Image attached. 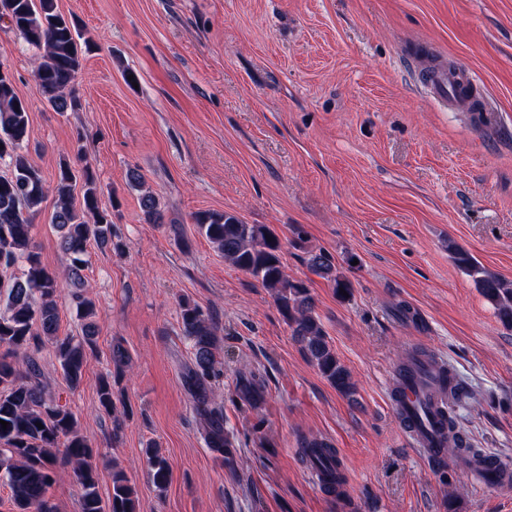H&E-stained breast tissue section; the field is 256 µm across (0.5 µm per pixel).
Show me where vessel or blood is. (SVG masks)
<instances>
[{"label":"vessel or blood","mask_w":512,"mask_h":512,"mask_svg":"<svg viewBox=\"0 0 512 512\" xmlns=\"http://www.w3.org/2000/svg\"><path fill=\"white\" fill-rule=\"evenodd\" d=\"M421 86L443 110L477 116L490 109L471 71L463 64L435 63L425 71ZM452 372L450 364L430 356L409 372L395 376L400 397L393 407L402 427L411 445L437 463L454 445L442 415V386ZM461 467L474 485L496 490L505 497L512 495V467L488 456L462 461Z\"/></svg>","instance_id":"1"}]
</instances>
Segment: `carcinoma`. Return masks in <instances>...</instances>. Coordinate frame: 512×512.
<instances>
[{"label":"carcinoma","mask_w":512,"mask_h":512,"mask_svg":"<svg viewBox=\"0 0 512 512\" xmlns=\"http://www.w3.org/2000/svg\"><path fill=\"white\" fill-rule=\"evenodd\" d=\"M25 43L37 49L34 83L42 101L56 112H72L80 107L75 82L82 69L87 43L82 41L75 19L58 9L57 0H0V21ZM29 106L15 88L12 73L0 71V162L8 161L11 173L0 176V270L18 263L25 269L8 282L0 280V478L11 492L15 512H54L46 493L56 477L57 450L64 449L67 462L83 488L80 512H137L138 492L125 471L112 467V497L103 501L97 492V468L91 463L93 448L77 434L70 409L46 398L41 372L34 354L44 339L52 341L61 370L72 388L82 381L88 353L95 348L96 307L81 293L86 287L87 245L120 252L123 244L112 241V211L100 206L97 177L88 161L78 170L67 161L59 164L57 200L52 224L59 233L60 247L69 256L61 274L43 265L33 245V220L46 196L41 171L22 152L28 138ZM82 181L81 205L74 204L72 187ZM129 184L139 189V206L148 224H164L158 196L145 187L139 169L128 172ZM199 233L224 255V261L252 276L270 294L290 329L291 336L339 394L350 397L356 384L350 370L329 343L308 281L288 275L281 258V242L267 224H246L230 212L202 211L193 216ZM290 244L303 251L308 270L326 280L340 299L352 294L348 276L324 251L306 246L304 231L293 229ZM452 261L475 282L490 301L501 323L512 327V284L482 266L464 249L448 244ZM74 288L72 299L83 322V341L58 336L59 312L56 298L64 286ZM184 335L193 348V366L187 385L196 414L205 423L204 439L212 451L224 455L235 446L234 435L224 427L223 409L214 402L212 381L223 374L219 354V327L213 317L196 303H179ZM98 409L112 415V436L118 437L123 419L115 415L116 400L112 377L100 379ZM236 396L256 408L262 391L253 381L237 383ZM448 429L455 433L459 454L481 456L458 429L454 409L446 415ZM302 448L315 465L336 459V449L320 438L305 439ZM145 455L154 485L163 489L169 482L168 459L151 442Z\"/></svg>","instance_id":"cac0c4a2"}]
</instances>
